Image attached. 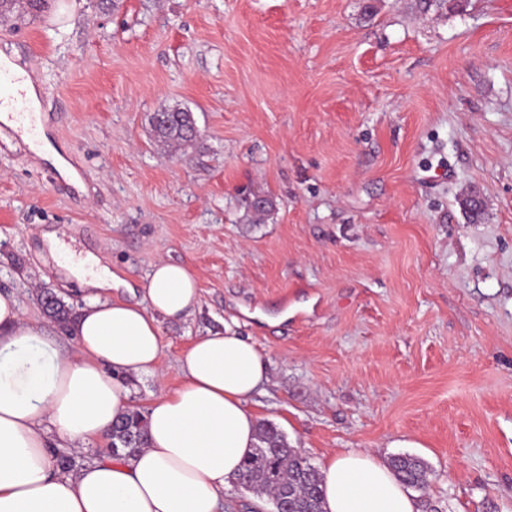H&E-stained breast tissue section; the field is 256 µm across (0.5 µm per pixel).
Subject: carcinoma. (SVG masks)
Listing matches in <instances>:
<instances>
[{"label":"carcinoma","instance_id":"1","mask_svg":"<svg viewBox=\"0 0 512 512\" xmlns=\"http://www.w3.org/2000/svg\"><path fill=\"white\" fill-rule=\"evenodd\" d=\"M51 0H0V17L20 19L36 17ZM195 119L188 109H169L152 118L156 141L164 145H182L193 140ZM462 206L472 222L483 216V204L472 195L466 196ZM45 313L59 324L71 319V308L50 292L42 294ZM148 420L134 408L121 416L111 434L110 454L130 456L145 447ZM257 443L235 478V484L272 500L281 498L288 504V512H324L321 485L323 477L301 452L288 444L286 437L272 423L261 421L257 428ZM388 466L404 485L422 490L430 474L427 463L412 455H394Z\"/></svg>","mask_w":512,"mask_h":512}]
</instances>
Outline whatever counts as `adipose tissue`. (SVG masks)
Here are the masks:
<instances>
[{"label": "adipose tissue", "instance_id": "ef3b65f1", "mask_svg": "<svg viewBox=\"0 0 512 512\" xmlns=\"http://www.w3.org/2000/svg\"><path fill=\"white\" fill-rule=\"evenodd\" d=\"M45 238L86 303L68 328L69 348L24 324L17 298L0 293V512H222L256 443L250 403L268 380L265 354L229 330L196 338L179 360L180 386L148 407L146 447L61 474L51 447L111 435L132 407L126 376L157 372L161 320H183L199 293L188 268L161 261L143 303L112 300L116 278L97 257L75 255L56 232ZM319 471L325 512H417L372 454L340 452Z\"/></svg>", "mask_w": 512, "mask_h": 512}]
</instances>
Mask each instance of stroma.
<instances>
[{
	"label": "stroma",
	"instance_id": "stroma-1",
	"mask_svg": "<svg viewBox=\"0 0 512 512\" xmlns=\"http://www.w3.org/2000/svg\"><path fill=\"white\" fill-rule=\"evenodd\" d=\"M1 47L74 172L0 130V291L26 322L61 334L43 290L84 303L45 232L122 278L116 300L182 264L200 302L161 321L135 408L228 328L269 358L253 411L312 465L415 455L435 512H512V0H54ZM173 107L199 129L178 150L149 125Z\"/></svg>",
	"mask_w": 512,
	"mask_h": 512
}]
</instances>
